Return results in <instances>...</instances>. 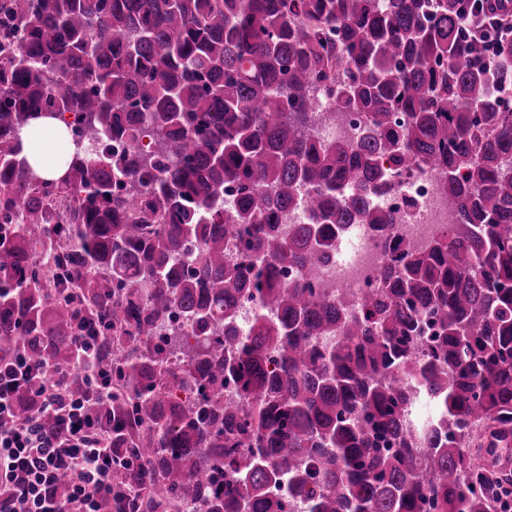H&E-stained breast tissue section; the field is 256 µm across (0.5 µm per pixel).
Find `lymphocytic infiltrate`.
<instances>
[{
  "label": "lymphocytic infiltrate",
  "instance_id": "1",
  "mask_svg": "<svg viewBox=\"0 0 512 512\" xmlns=\"http://www.w3.org/2000/svg\"><path fill=\"white\" fill-rule=\"evenodd\" d=\"M462 27L494 55L512 36V0H462ZM104 341L71 336L64 364L33 359L28 345L0 347V512H105L116 493L124 512L147 493L141 462L112 445V378L98 370ZM30 394L20 405L19 392ZM54 427L43 424L45 417ZM65 495H58L59 486Z\"/></svg>",
  "mask_w": 512,
  "mask_h": 512
}]
</instances>
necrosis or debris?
<instances>
[{"mask_svg":"<svg viewBox=\"0 0 512 512\" xmlns=\"http://www.w3.org/2000/svg\"><path fill=\"white\" fill-rule=\"evenodd\" d=\"M440 181L436 171L419 163L401 178L379 186L374 202L395 216V224L385 232L373 224H350L337 231L334 256L314 279V288L348 309H360L363 297L380 287V272L390 252H427L449 224L456 222L457 215L449 210ZM410 199L416 203L411 211L406 208Z\"/></svg>","mask_w":512,"mask_h":512,"instance_id":"obj_1","label":"necrosis or debris"}]
</instances>
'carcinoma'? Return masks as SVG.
I'll use <instances>...</instances> for the list:
<instances>
[{"mask_svg": "<svg viewBox=\"0 0 512 512\" xmlns=\"http://www.w3.org/2000/svg\"><path fill=\"white\" fill-rule=\"evenodd\" d=\"M458 8L0 0V339L61 363L78 318L108 338L112 447L148 464L152 512H507L475 448L512 447V71L476 62ZM318 86L359 141L314 137ZM39 118L70 134L58 179L24 153ZM383 155L436 170L458 222L356 313L281 284L333 226L394 223L369 201Z\"/></svg>", "mask_w": 512, "mask_h": 512, "instance_id": "carcinoma-1", "label": "carcinoma"}]
</instances>
